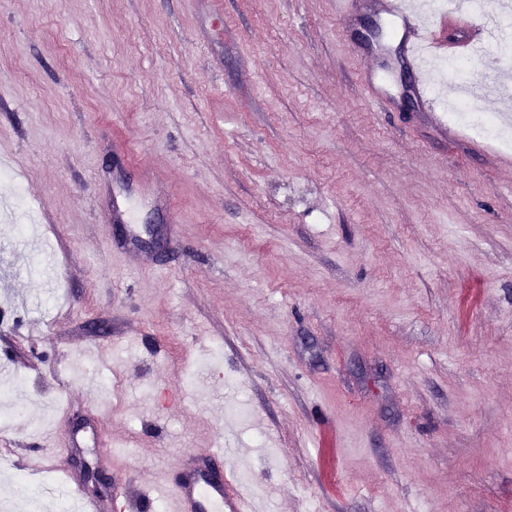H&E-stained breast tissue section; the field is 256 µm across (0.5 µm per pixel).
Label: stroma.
<instances>
[{"label": "stroma", "instance_id": "stroma-1", "mask_svg": "<svg viewBox=\"0 0 512 512\" xmlns=\"http://www.w3.org/2000/svg\"><path fill=\"white\" fill-rule=\"evenodd\" d=\"M376 16L0 0V485L60 512L79 453L172 512L210 448L258 512H512V152L441 138L395 75L370 100L403 54ZM24 387V381L21 377H15L7 383L0 385L1 402L7 400L12 403V408L7 411H1L0 429L6 431L10 428L11 423L18 417V409L21 407L18 403V396Z\"/></svg>", "mask_w": 512, "mask_h": 512}]
</instances>
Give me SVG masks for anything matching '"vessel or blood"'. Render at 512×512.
Wrapping results in <instances>:
<instances>
[{"label":"vessel or blood","mask_w":512,"mask_h":512,"mask_svg":"<svg viewBox=\"0 0 512 512\" xmlns=\"http://www.w3.org/2000/svg\"><path fill=\"white\" fill-rule=\"evenodd\" d=\"M374 6L401 33L405 64L414 74L416 93L421 99H428L431 89L424 59L443 50L444 40L407 9L403 0H375ZM448 25L464 30V38L453 43L461 51L475 49L488 35L486 29L473 26L463 15L450 16ZM170 499L175 512H251V504L234 474L227 472L221 478H213L208 457L193 450L181 460L180 476L170 490Z\"/></svg>","instance_id":"1"}]
</instances>
